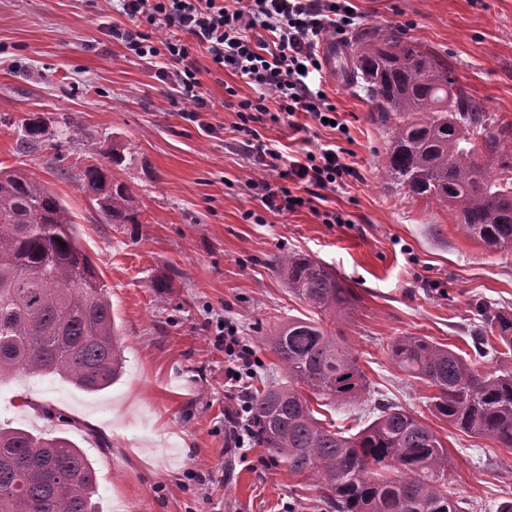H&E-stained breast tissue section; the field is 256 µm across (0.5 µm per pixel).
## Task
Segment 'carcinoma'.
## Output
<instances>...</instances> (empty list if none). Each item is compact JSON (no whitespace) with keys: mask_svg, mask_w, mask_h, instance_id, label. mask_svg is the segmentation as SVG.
<instances>
[{"mask_svg":"<svg viewBox=\"0 0 512 512\" xmlns=\"http://www.w3.org/2000/svg\"><path fill=\"white\" fill-rule=\"evenodd\" d=\"M349 80L386 132L382 177L444 208L490 252L512 251V124H499L465 89L448 56L393 34L358 37ZM16 150L45 141L41 117L24 119ZM110 224H137L138 195L104 167L72 176ZM63 200L20 168H0V380L24 372L58 376L99 392L121 376V335L93 259ZM273 267L296 297L333 320L353 294L309 255ZM474 351L398 336L388 358L432 390L427 408L470 437L512 450V315L478 306ZM263 343L288 380L250 388L253 441L294 474L316 481L325 512H467L449 491L448 449L427 419L374 403L375 418L350 433L317 417V406L362 403L369 384L351 348L319 322L290 318ZM496 362L489 368L484 357ZM95 471L72 441L0 425V512H99Z\"/></svg>","mask_w":512,"mask_h":512,"instance_id":"obj_1","label":"carcinoma"}]
</instances>
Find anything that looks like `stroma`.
<instances>
[{"label":"stroma","mask_w":512,"mask_h":512,"mask_svg":"<svg viewBox=\"0 0 512 512\" xmlns=\"http://www.w3.org/2000/svg\"><path fill=\"white\" fill-rule=\"evenodd\" d=\"M352 34L384 33L447 55L460 81L502 122L512 123V0H353ZM100 0H0V165L36 174L64 201L79 242L105 282L123 334L125 369L89 393L57 377L17 374L0 382V423L74 442L97 477L102 512H321L310 475L288 472L264 448L228 439L239 389L224 383L217 319L231 321L258 359L256 377L286 374L261 338L317 313L288 289L274 256L302 253L351 288L354 306L335 325L358 358L373 399L425 412L428 387L410 385L389 361L388 343L424 336L467 348L478 305L512 312V254L489 252L458 231L446 210L383 185L385 134L363 92L345 77L321 87L349 129L308 134L269 124L261 133L285 155L330 142L355 176L314 207L270 212L245 186L263 176L233 132L224 87L253 97L231 72L205 74L212 109L189 120L168 84L113 42ZM40 116L47 136L15 151L22 120ZM79 124L122 156L113 172L136 189L135 224H109L94 202L56 174L108 165L103 153L66 139ZM216 126L205 134L200 122ZM110 165V164H109ZM339 221L324 223L321 213ZM262 223H255V216ZM170 282L166 298L153 283ZM469 512L512 500V452L489 438L429 418Z\"/></svg>","instance_id":"stroma-1"}]
</instances>
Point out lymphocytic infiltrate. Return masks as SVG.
Returning a JSON list of instances; mask_svg holds the SVG:
<instances>
[{"label":"lymphocytic infiltrate","mask_w":512,"mask_h":512,"mask_svg":"<svg viewBox=\"0 0 512 512\" xmlns=\"http://www.w3.org/2000/svg\"><path fill=\"white\" fill-rule=\"evenodd\" d=\"M126 25L110 27L109 35L128 57L150 63L161 81L171 82L190 114L209 111L201 87L202 67L196 57L205 51L216 70L244 79L254 97L235 98L233 130L242 148L266 168L250 179L254 198L263 206L294 211L322 191L353 175L339 151L320 147L280 168L282 154L269 147L260 129L267 123L293 122L303 113L316 124L335 122L336 106L324 90H312L307 77L321 73L317 47L327 31L343 34L358 18L351 0H118ZM216 342L224 346L225 377L232 383L251 376L254 352L233 327L218 323Z\"/></svg>","instance_id":"lymphocytic-infiltrate-1"}]
</instances>
